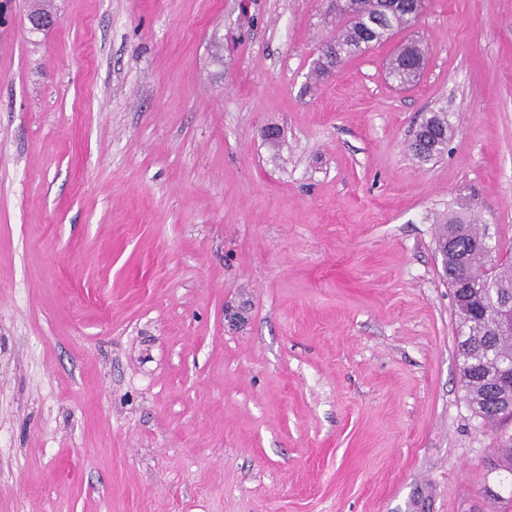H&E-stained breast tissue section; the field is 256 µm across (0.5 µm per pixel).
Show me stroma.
<instances>
[{
    "mask_svg": "<svg viewBox=\"0 0 512 512\" xmlns=\"http://www.w3.org/2000/svg\"><path fill=\"white\" fill-rule=\"evenodd\" d=\"M30 5L0 0V512H512L435 240L464 202L512 241V0H423L327 78L328 0ZM422 60L423 54L418 47L407 46L393 59L391 72L400 83H409L415 79L416 67ZM425 141L411 142L410 149L422 161H428L443 152L452 134V126L448 122L446 112H433L424 122Z\"/></svg>",
    "mask_w": 512,
    "mask_h": 512,
    "instance_id": "1",
    "label": "stroma"
}]
</instances>
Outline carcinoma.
<instances>
[{
  "label": "carcinoma",
  "instance_id": "carcinoma-1",
  "mask_svg": "<svg viewBox=\"0 0 512 512\" xmlns=\"http://www.w3.org/2000/svg\"><path fill=\"white\" fill-rule=\"evenodd\" d=\"M422 0H335L338 31L333 47L321 50L317 75L326 76L345 60L372 46L390 41L412 21L411 13ZM423 60L416 46L403 48L393 59L391 72L400 83L415 79L416 67ZM426 139L410 144L413 154L428 161L443 152L452 134L445 112H434L424 122ZM467 208L459 207L443 216L437 240L453 234V247L448 250V283L459 281L453 290L455 313L462 328L457 342L460 376L466 399L475 414L496 428L493 439L494 466L488 472L512 474V433L503 431L499 406L512 402L497 386L500 372L512 367V330L503 332L484 319L490 300L512 301V246L499 250L505 259L493 266L482 247L487 229L477 227L466 216Z\"/></svg>",
  "mask_w": 512,
  "mask_h": 512
}]
</instances>
